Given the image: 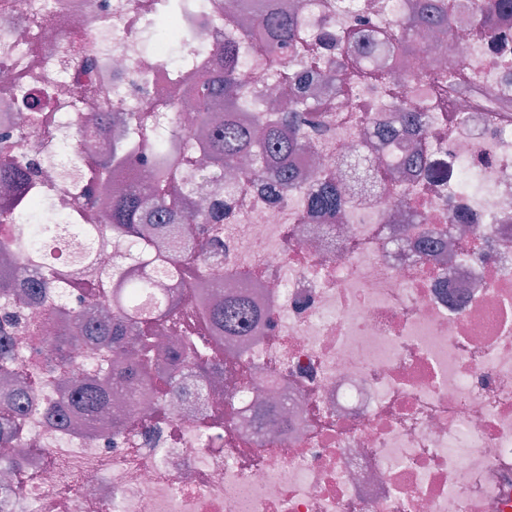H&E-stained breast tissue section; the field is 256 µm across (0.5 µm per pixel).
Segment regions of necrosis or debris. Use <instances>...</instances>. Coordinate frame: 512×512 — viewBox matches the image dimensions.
Listing matches in <instances>:
<instances>
[{
    "label": "necrosis or debris",
    "mask_w": 512,
    "mask_h": 512,
    "mask_svg": "<svg viewBox=\"0 0 512 512\" xmlns=\"http://www.w3.org/2000/svg\"><path fill=\"white\" fill-rule=\"evenodd\" d=\"M282 2L0 0V155L37 172L50 257L75 242L63 213L94 226L105 211L74 157L102 158L124 134L133 159L113 165L112 182L129 187L135 172L149 189L137 117L216 135L197 86L219 41L237 48L241 121L284 97L256 37L238 35ZM408 2L300 0L316 72L336 73L341 31L395 25ZM164 17L181 40L157 38ZM359 67L363 80L305 99L315 117L289 161L313 177L299 192L271 196L279 162L267 155L219 185L203 177L204 154L183 171L189 210L218 198L232 218L188 287L156 279L157 293L185 301L156 344L167 367L205 334L207 377L184 370L173 390L114 382L93 425L73 432L45 410L109 345L77 339L62 387L47 371L53 321L27 309L10 327L13 386L30 404L25 455L0 448V512H512V14L495 37L468 25L425 40L410 65L365 54ZM28 97L41 103L30 119ZM404 100L427 114L425 135L375 142ZM91 112L102 118L87 133ZM367 144L375 181L348 165ZM408 149L443 163V179L400 166ZM321 177L335 182L340 215L309 209ZM232 293L259 313L237 336L203 322Z\"/></svg>",
    "instance_id": "4bbe7bcc"
}]
</instances>
